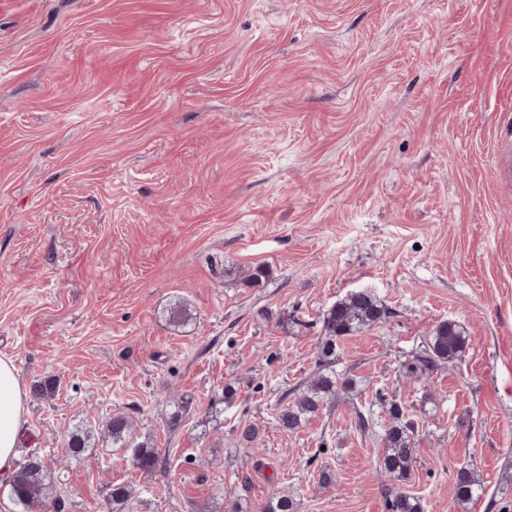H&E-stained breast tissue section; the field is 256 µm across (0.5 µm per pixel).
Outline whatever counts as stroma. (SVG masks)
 <instances>
[{"instance_id": "1", "label": "stroma", "mask_w": 512, "mask_h": 512, "mask_svg": "<svg viewBox=\"0 0 512 512\" xmlns=\"http://www.w3.org/2000/svg\"><path fill=\"white\" fill-rule=\"evenodd\" d=\"M358 289L392 311L341 343L358 394L283 433ZM178 297L194 328L162 316ZM446 320L462 361L411 371ZM0 356L56 382L18 448L64 512H112L116 484L133 512H386L379 393L419 425L424 512H512V0H0ZM119 411L154 472L103 443L67 462L64 431ZM463 465L485 486L465 506Z\"/></svg>"}]
</instances>
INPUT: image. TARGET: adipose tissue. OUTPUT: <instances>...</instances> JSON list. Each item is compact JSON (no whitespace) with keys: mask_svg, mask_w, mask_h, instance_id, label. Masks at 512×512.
Listing matches in <instances>:
<instances>
[{"mask_svg":"<svg viewBox=\"0 0 512 512\" xmlns=\"http://www.w3.org/2000/svg\"><path fill=\"white\" fill-rule=\"evenodd\" d=\"M26 421V391L14 362L0 357V474L13 471L17 443Z\"/></svg>","mask_w":512,"mask_h":512,"instance_id":"ef3b65f1","label":"adipose tissue"}]
</instances>
